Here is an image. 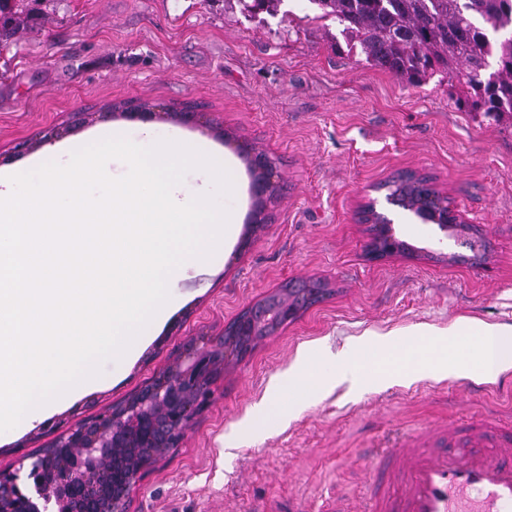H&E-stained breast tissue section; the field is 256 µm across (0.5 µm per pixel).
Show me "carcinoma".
I'll return each instance as SVG.
<instances>
[{"instance_id": "1", "label": "carcinoma", "mask_w": 512, "mask_h": 512, "mask_svg": "<svg viewBox=\"0 0 512 512\" xmlns=\"http://www.w3.org/2000/svg\"><path fill=\"white\" fill-rule=\"evenodd\" d=\"M281 0H239L242 11L277 12ZM320 17L342 27L351 48L372 67L401 82L422 85L438 76L456 90L458 109L512 119V0H309ZM16 0H0V47L23 29ZM386 197L412 199L413 179L381 185ZM326 292L317 280L287 282L275 297L288 309L305 311ZM272 297L243 311L211 346L216 373L230 367L252 344L275 333L274 323L249 334Z\"/></svg>"}]
</instances>
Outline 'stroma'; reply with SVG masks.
<instances>
[{
  "instance_id": "obj_1",
  "label": "stroma",
  "mask_w": 512,
  "mask_h": 512,
  "mask_svg": "<svg viewBox=\"0 0 512 512\" xmlns=\"http://www.w3.org/2000/svg\"><path fill=\"white\" fill-rule=\"evenodd\" d=\"M35 19L0 50V167L57 160L62 141L141 122L112 104L198 110L182 123L194 140L235 159L226 205L241 217L230 246L188 265L165 322L131 360L106 361L99 383L31 428L0 433V472L13 473L68 429L153 381L187 341L214 339L246 308L288 281L329 289L264 339L212 386L177 448L150 466L128 512H366L370 448L407 431L490 418L512 428V368L486 377H437L405 368L402 382L357 394L339 386L292 416L249 431L269 386L297 353L341 350L367 333L409 339L416 328L461 318L512 325V121L458 109L447 83L419 87L368 65L339 25L309 0L276 15L242 13L238 0H27ZM29 148L16 152L20 142ZM274 165L278 193L254 223L252 176L239 144ZM424 175L477 228L484 261L451 263L460 240L387 203L380 186ZM375 202L413 254L371 259L360 211Z\"/></svg>"
}]
</instances>
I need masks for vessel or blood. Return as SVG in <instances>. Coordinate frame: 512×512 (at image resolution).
I'll return each instance as SVG.
<instances>
[{
    "label": "vessel or blood",
    "mask_w": 512,
    "mask_h": 512,
    "mask_svg": "<svg viewBox=\"0 0 512 512\" xmlns=\"http://www.w3.org/2000/svg\"><path fill=\"white\" fill-rule=\"evenodd\" d=\"M382 454L369 512H512V429L489 420L432 429Z\"/></svg>",
    "instance_id": "1"
}]
</instances>
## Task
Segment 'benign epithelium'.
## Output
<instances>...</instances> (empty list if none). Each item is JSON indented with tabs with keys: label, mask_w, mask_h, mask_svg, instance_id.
Returning <instances> with one entry per match:
<instances>
[{
	"label": "benign epithelium",
	"mask_w": 512,
	"mask_h": 512,
	"mask_svg": "<svg viewBox=\"0 0 512 512\" xmlns=\"http://www.w3.org/2000/svg\"><path fill=\"white\" fill-rule=\"evenodd\" d=\"M254 165L258 174L253 178V196L262 201L274 183L264 172V158H255ZM410 212L437 226L443 234L440 243L462 222L446 211L424 206ZM213 370L208 346L186 344L176 365L157 377L155 387L135 407L122 413L108 410L70 429L55 445L54 454L32 458L23 479L15 473L0 472V512H126L124 504L132 486L147 467L164 457V452L136 457L129 475L123 478L124 492L108 499L106 509L97 478L114 473L117 449L152 444L158 414L166 417L173 432L185 434L211 394L208 387L198 383Z\"/></svg>",
	"instance_id": "1"
}]
</instances>
